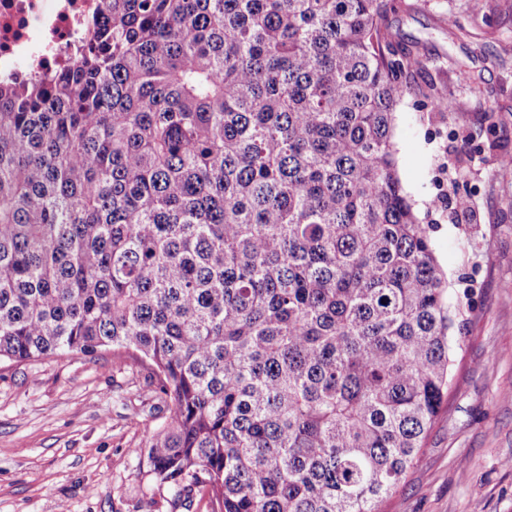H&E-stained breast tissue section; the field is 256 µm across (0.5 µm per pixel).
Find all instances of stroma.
I'll return each mask as SVG.
<instances>
[{
  "label": "stroma",
  "instance_id": "35a3bbf8",
  "mask_svg": "<svg viewBox=\"0 0 512 512\" xmlns=\"http://www.w3.org/2000/svg\"><path fill=\"white\" fill-rule=\"evenodd\" d=\"M385 24L419 54L393 124L400 182L434 227L449 297L472 295L448 398L382 508L512 512V10L389 0ZM437 96L464 107L437 110ZM168 416L149 366L109 349L0 362V512H213L206 491L146 474L139 449Z\"/></svg>",
  "mask_w": 512,
  "mask_h": 512
}]
</instances>
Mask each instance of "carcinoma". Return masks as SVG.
I'll return each instance as SVG.
<instances>
[{"label":"carcinoma","instance_id":"obj_1","mask_svg":"<svg viewBox=\"0 0 512 512\" xmlns=\"http://www.w3.org/2000/svg\"><path fill=\"white\" fill-rule=\"evenodd\" d=\"M386 13L103 0L0 80V361L148 360L149 472L218 512H380L448 393L467 303L396 172Z\"/></svg>","mask_w":512,"mask_h":512}]
</instances>
